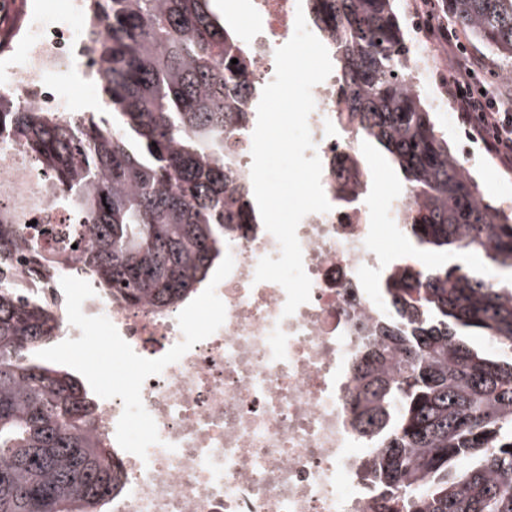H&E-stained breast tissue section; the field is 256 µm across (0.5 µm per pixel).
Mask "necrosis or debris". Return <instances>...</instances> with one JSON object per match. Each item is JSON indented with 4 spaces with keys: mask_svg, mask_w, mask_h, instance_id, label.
I'll use <instances>...</instances> for the list:
<instances>
[{
    "mask_svg": "<svg viewBox=\"0 0 512 512\" xmlns=\"http://www.w3.org/2000/svg\"><path fill=\"white\" fill-rule=\"evenodd\" d=\"M297 2L252 0L249 85L273 80L275 51L294 33ZM75 68L85 75L104 65L91 58L83 32L66 23L30 12L0 36V86L37 110L63 111L60 80ZM312 95L308 125L332 209L308 214L297 228L311 297L286 317L284 288L255 282L259 260L280 253L263 224L240 225L225 238L234 258L216 289L225 322L144 382L142 400L162 442L143 458L121 452L125 485L112 512H370L361 478L369 445L351 424L353 363L367 328L387 311V273L422 266L413 254L389 257L375 246L384 230L405 237L399 217L415 196L396 187L375 214L377 174L363 166L367 145L343 110L335 77ZM48 186L38 162L0 139V210L22 209L37 226L54 228L40 243L55 251L70 217L41 212ZM82 309L106 316L145 358L161 357L183 339L174 310L129 307L99 292Z\"/></svg>",
    "mask_w": 512,
    "mask_h": 512,
    "instance_id": "4bbe7bcc",
    "label": "necrosis or debris"
}]
</instances>
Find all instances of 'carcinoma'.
<instances>
[{"label":"carcinoma","mask_w":512,"mask_h":512,"mask_svg":"<svg viewBox=\"0 0 512 512\" xmlns=\"http://www.w3.org/2000/svg\"><path fill=\"white\" fill-rule=\"evenodd\" d=\"M217 0H84L108 120L40 112L0 87V135L50 176L45 203L72 216L82 271L122 304L191 300L224 258V237L257 221L249 174L224 167V141L249 123L251 59ZM448 16L512 76V0H444ZM336 43L345 111L415 193L401 215L427 249L512 269V217L448 146L405 84L410 52L394 0H306ZM238 63H231L232 59ZM0 213V512H107L123 464L73 371L36 353L61 322L34 288L69 270ZM27 267L34 286L14 281ZM389 316L355 361L352 423L373 445L362 466L372 512H512V288L461 267L394 273ZM481 336L489 349L471 346Z\"/></svg>","instance_id":"carcinoma-1"}]
</instances>
